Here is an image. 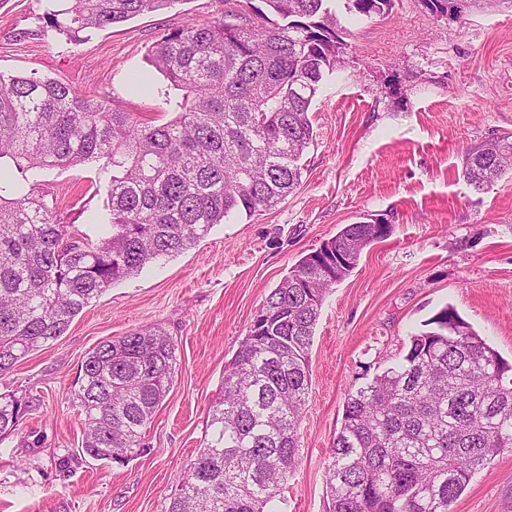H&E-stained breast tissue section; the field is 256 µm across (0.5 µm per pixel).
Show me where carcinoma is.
Here are the masks:
<instances>
[{
  "mask_svg": "<svg viewBox=\"0 0 512 512\" xmlns=\"http://www.w3.org/2000/svg\"><path fill=\"white\" fill-rule=\"evenodd\" d=\"M174 0H60L47 22L73 41ZM237 23L167 33L147 61L182 91L178 115L145 126L53 78L0 72V374L65 334L112 284L194 246L231 213L254 216L301 181L308 116L344 48L331 0H262ZM369 18L392 0H344ZM281 22L267 25V12ZM99 163L111 234L94 243L36 190L57 168ZM512 170V138L467 149L463 176L480 190ZM348 224L306 255L256 311L224 371L203 448L168 512H271L298 465L310 350L324 294L373 242ZM412 336L403 360L348 395L326 477L331 512H450L471 477L512 451V364L446 306ZM176 344L160 327L92 349L72 405L82 454L127 464L173 386ZM29 402L0 396V437Z\"/></svg>",
  "mask_w": 512,
  "mask_h": 512,
  "instance_id": "obj_1",
  "label": "carcinoma"
}]
</instances>
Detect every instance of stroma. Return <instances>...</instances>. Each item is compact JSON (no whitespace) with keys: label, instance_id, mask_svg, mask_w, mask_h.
Segmentation results:
<instances>
[{"label":"stroma","instance_id":"35a3bbf8","mask_svg":"<svg viewBox=\"0 0 512 512\" xmlns=\"http://www.w3.org/2000/svg\"><path fill=\"white\" fill-rule=\"evenodd\" d=\"M260 2L175 0L75 43L43 20L45 0H0V71L61 80L161 125L175 117L179 93L148 64V48L188 23ZM457 5L452 18L424 0H392L389 12L357 20L335 0L346 49L310 107L314 139L300 186L111 285L63 336L0 375V394L36 400L0 439V512H168L256 310L348 224L383 222L391 232L323 300L300 461L281 512H329L326 476L347 395L400 362L444 306L512 362V175L477 190L462 174L467 148L512 134V0ZM107 180L97 166L69 167L44 189L58 219L96 241L108 231ZM153 326L175 340L178 365L147 451L125 466L79 457L71 399L84 356ZM451 512H512V451L476 472Z\"/></svg>","mask_w":512,"mask_h":512}]
</instances>
